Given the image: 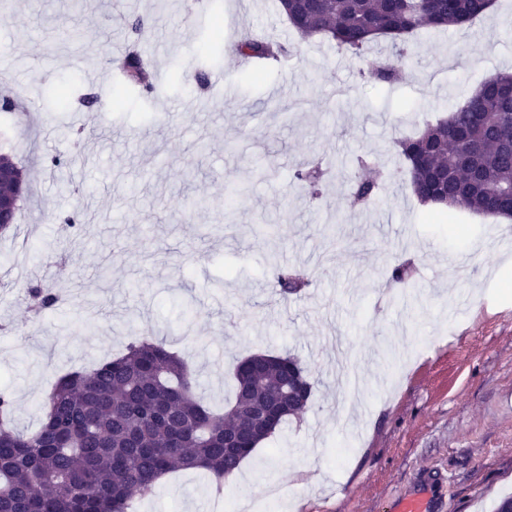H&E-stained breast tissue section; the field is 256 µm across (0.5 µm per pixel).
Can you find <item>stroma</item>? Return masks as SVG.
Returning <instances> with one entry per match:
<instances>
[{
    "mask_svg": "<svg viewBox=\"0 0 512 512\" xmlns=\"http://www.w3.org/2000/svg\"><path fill=\"white\" fill-rule=\"evenodd\" d=\"M7 0L0 6V96L37 110L0 123L28 173L15 234L0 235V389L14 423L39 429L56 375L91 368L142 337L185 355L206 403L231 396L254 353L297 356L313 394L226 479L245 512H393L432 480L433 512H493L512 495V223L418 204L394 142L446 117L512 70V0L461 27L423 29L400 82L361 56L299 40L277 0ZM223 17L214 46L210 21ZM149 16L151 92L117 68L125 17ZM293 45L285 62L244 61L243 33ZM84 67H75V59ZM224 81L197 87L194 69ZM108 108L93 118L80 98ZM359 155L394 170L377 204L349 209ZM330 172L318 197L294 178ZM79 214L63 231L59 215ZM277 263L313 280L281 297ZM465 255L466 276L446 259ZM413 263L417 288H386ZM57 282L41 316L30 285ZM285 486L270 510L264 490ZM206 474L180 471L135 512H211Z\"/></svg>",
    "mask_w": 512,
    "mask_h": 512,
    "instance_id": "1",
    "label": "stroma"
}]
</instances>
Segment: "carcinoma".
I'll return each mask as SVG.
<instances>
[{
	"mask_svg": "<svg viewBox=\"0 0 512 512\" xmlns=\"http://www.w3.org/2000/svg\"><path fill=\"white\" fill-rule=\"evenodd\" d=\"M279 9L304 38L322 35L341 51L358 54L381 38L394 52L371 73L387 84L400 79L404 43L422 28L465 25L487 12L484 0H278ZM244 57L280 61L286 44L243 39ZM147 63L132 53L120 64L126 83L152 89ZM407 163L417 202L512 216V73L503 72L457 104L448 117L395 142ZM356 160L350 204L372 207L387 169L367 179ZM325 176L303 167L295 178L311 194ZM276 282L284 298L310 286L280 266ZM389 283L416 288L408 264L391 269ZM29 293L39 309L56 307L60 292L36 284ZM195 378L178 354L155 339H141L122 355L90 370L57 377L44 402L45 417L33 434L10 425L14 400L0 392V512H134L137 498L177 470L202 468L216 481L240 464L290 416L303 413L312 394L305 367L291 354H252L234 369V397L216 411L195 395Z\"/></svg>",
	"mask_w": 512,
	"mask_h": 512,
	"instance_id": "1",
	"label": "carcinoma"
}]
</instances>
